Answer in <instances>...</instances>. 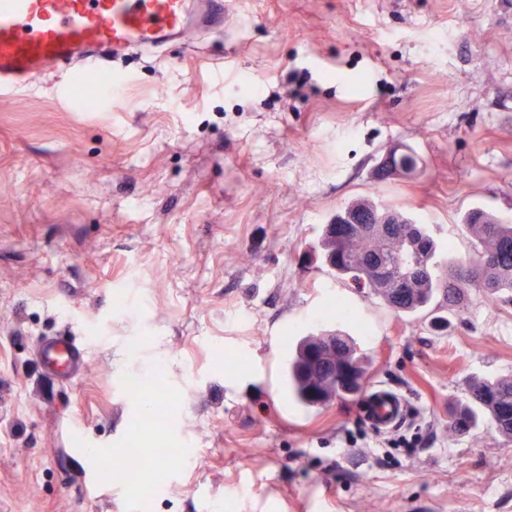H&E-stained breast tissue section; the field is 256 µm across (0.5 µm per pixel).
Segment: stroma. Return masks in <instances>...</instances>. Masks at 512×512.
Segmentation results:
<instances>
[{
  "instance_id": "1",
  "label": "stroma",
  "mask_w": 512,
  "mask_h": 512,
  "mask_svg": "<svg viewBox=\"0 0 512 512\" xmlns=\"http://www.w3.org/2000/svg\"><path fill=\"white\" fill-rule=\"evenodd\" d=\"M113 67L91 112L62 71L0 99V512H512V442L448 427L467 379L512 376V302L473 293L437 331L315 250L356 197L462 256L466 210L512 221V0H229L201 48ZM398 144L419 171L378 182ZM338 296L369 384L408 401L391 431L286 393L290 343ZM70 332L88 366L67 381L37 346ZM133 375L171 396L156 429ZM132 443L186 463L145 475L148 502L118 475L91 491Z\"/></svg>"
}]
</instances>
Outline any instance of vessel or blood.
<instances>
[{
	"label": "vessel or blood",
	"instance_id": "b4317fda",
	"mask_svg": "<svg viewBox=\"0 0 512 512\" xmlns=\"http://www.w3.org/2000/svg\"><path fill=\"white\" fill-rule=\"evenodd\" d=\"M224 0H0V96L59 70H99V61L137 51L165 52L220 30ZM43 366L69 379L87 366L83 341L55 336L39 347ZM404 398L378 387L359 411L371 427L387 430L406 412Z\"/></svg>",
	"mask_w": 512,
	"mask_h": 512
}]
</instances>
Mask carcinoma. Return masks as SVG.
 Here are the masks:
<instances>
[{"label":"carcinoma","mask_w":512,"mask_h":512,"mask_svg":"<svg viewBox=\"0 0 512 512\" xmlns=\"http://www.w3.org/2000/svg\"><path fill=\"white\" fill-rule=\"evenodd\" d=\"M417 169L418 158L414 153L394 149L390 162L381 166L377 177L381 181L407 177ZM379 213L380 207L374 201L355 198L323 226L318 246L325 262L336 277L349 281L355 291L375 295L391 308V289L405 288L411 298L402 310L406 316L430 315L441 309L460 313L474 290L512 301V223L482 208L468 210L461 222L470 234L474 256L467 258L444 249L431 234H421L427 225L417 224L405 214L386 210L387 225L383 227L363 221ZM338 224L348 229L345 241L330 232L331 226ZM419 236L423 237L425 248L417 258L422 270L410 275L400 255ZM374 256L386 264L382 280L365 275L364 266ZM320 340L316 334L300 338L285 368L288 396L305 410L357 394L366 384L368 362L364 354L357 350L352 337L338 331L339 378L315 396L318 381L311 372L309 359ZM484 421L490 422L504 440L512 441L511 377L471 379L449 413L450 426L457 431H466Z\"/></svg>","instance_id":"carcinoma-1"}]
</instances>
